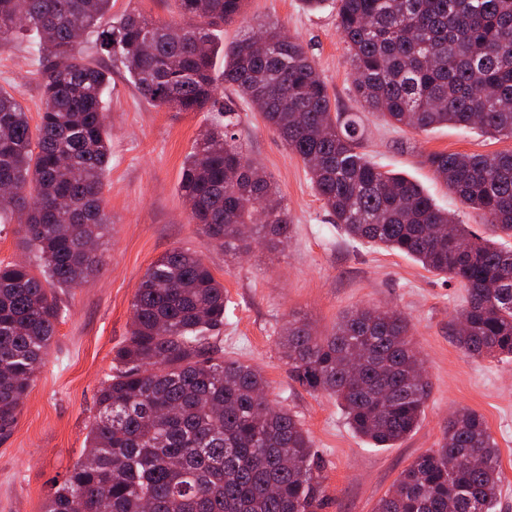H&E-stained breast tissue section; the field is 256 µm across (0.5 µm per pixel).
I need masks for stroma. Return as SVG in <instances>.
Instances as JSON below:
<instances>
[{
	"mask_svg": "<svg viewBox=\"0 0 512 512\" xmlns=\"http://www.w3.org/2000/svg\"><path fill=\"white\" fill-rule=\"evenodd\" d=\"M268 23L303 41L337 110L360 117L370 161L403 173L472 234L492 238L481 213L463 204L422 157L431 152L491 155L512 150V139L452 126L416 132L387 125L352 92L350 55L336 29L335 9L312 11L303 0H248L243 19L225 24L215 37L228 44ZM103 63L112 73L107 98L111 160L104 191L111 226L100 246L104 265L85 286L56 291L62 316L54 344L14 426L0 434V512H42L56 483L79 459L97 391L128 335L138 282L153 261L175 247L196 250L224 285L229 300L225 357L260 369L271 399L288 405L308 430L324 476L320 512H374L401 471L437 447L458 408L481 414L496 439L503 473L497 512H512V362L475 359L454 343L450 328L464 288L407 255L346 237L332 224L303 162L247 99L223 86L220 103L239 115L238 144L270 176L293 224L283 250L272 253L257 244L247 257L225 261L223 250L189 223L180 191L184 159L211 125L215 109L152 107L121 66L108 57ZM0 86L38 119L41 77L27 40L0 49ZM362 305L406 314L432 382L418 428L394 448H377L354 435L333 399L292 382L275 345L288 316L306 319L326 336L346 311Z\"/></svg>",
	"mask_w": 512,
	"mask_h": 512,
	"instance_id": "1",
	"label": "stroma"
}]
</instances>
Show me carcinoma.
<instances>
[{
  "label": "carcinoma",
  "instance_id": "1",
  "mask_svg": "<svg viewBox=\"0 0 512 512\" xmlns=\"http://www.w3.org/2000/svg\"><path fill=\"white\" fill-rule=\"evenodd\" d=\"M246 0H175L178 16L131 13L112 0H0V49L29 33L37 45L43 109L36 125L0 88V214L16 216L36 266L0 262V433L56 336L53 288H76L102 265L110 164L104 95L110 71L88 59L78 34L95 29L158 108L215 104V28ZM356 98L391 125L415 131L477 127L512 139V0H336ZM268 49L245 33L224 52V83L246 95L299 156L333 221L351 240L412 257L465 288L454 341L473 358H512V151L433 152L424 162L496 240H480L415 182L360 152L356 117L332 110L303 42L276 24ZM234 110L200 134L184 160L189 223L224 256L290 239L288 207L234 144ZM228 299L202 255L173 248L153 261L132 302L129 337L97 397L83 454L42 512H319L323 477L298 416L271 403L268 382L224 358ZM276 345L288 378L336 399L352 431L392 448L417 428L432 384L400 311L364 305L318 335L291 316ZM498 444L484 418L461 408L442 442L415 457L375 512H494Z\"/></svg>",
  "mask_w": 512,
  "mask_h": 512
}]
</instances>
